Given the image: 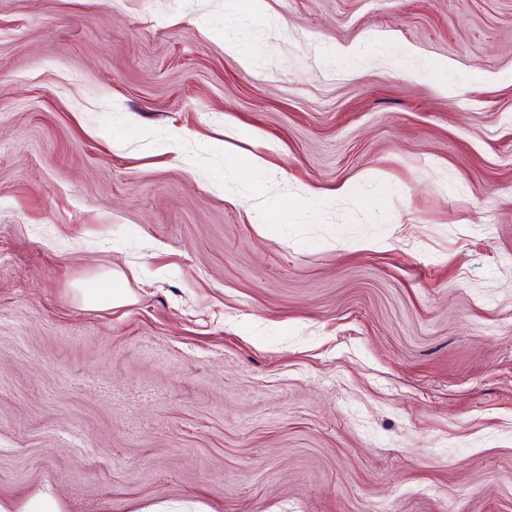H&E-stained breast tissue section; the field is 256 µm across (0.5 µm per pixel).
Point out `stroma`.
Returning a JSON list of instances; mask_svg holds the SVG:
<instances>
[{
	"instance_id": "35a3bbf8",
	"label": "stroma",
	"mask_w": 512,
	"mask_h": 512,
	"mask_svg": "<svg viewBox=\"0 0 512 512\" xmlns=\"http://www.w3.org/2000/svg\"><path fill=\"white\" fill-rule=\"evenodd\" d=\"M264 5L0 0V499L512 512V0ZM107 288L84 289L81 300L84 305L98 310L111 309L125 302L126 292L123 288H112V275L107 279Z\"/></svg>"
}]
</instances>
